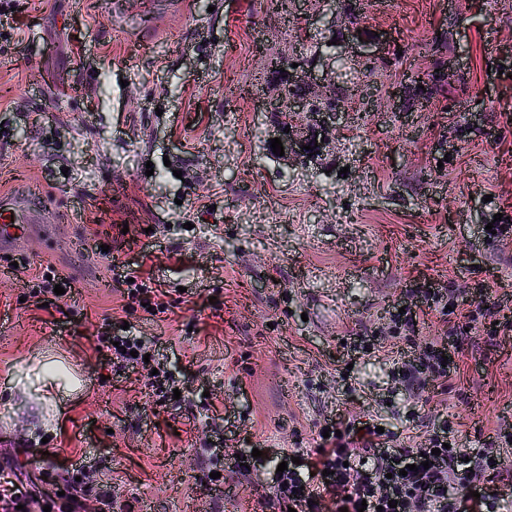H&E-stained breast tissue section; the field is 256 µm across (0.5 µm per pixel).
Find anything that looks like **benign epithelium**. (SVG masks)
I'll list each match as a JSON object with an SVG mask.
<instances>
[{"mask_svg": "<svg viewBox=\"0 0 512 512\" xmlns=\"http://www.w3.org/2000/svg\"><path fill=\"white\" fill-rule=\"evenodd\" d=\"M323 67V56L315 53L298 63V67L282 68L269 65L268 58L262 59L261 75L264 84L275 88L273 99L270 100L269 112H301L308 122L285 130V126L274 118L266 121L267 139L279 138L284 147V155L276 156L283 165L293 167L304 163L315 165L323 157L325 143L321 139L329 131L336 129L338 112L330 108L333 102L332 93L326 79H318L315 73ZM297 84L304 88L303 97L286 95L288 86ZM312 147L308 151L304 146Z\"/></svg>", "mask_w": 512, "mask_h": 512, "instance_id": "1", "label": "benign epithelium"}]
</instances>
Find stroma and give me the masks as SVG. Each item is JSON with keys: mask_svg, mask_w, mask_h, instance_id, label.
Wrapping results in <instances>:
<instances>
[{"mask_svg": "<svg viewBox=\"0 0 512 512\" xmlns=\"http://www.w3.org/2000/svg\"><path fill=\"white\" fill-rule=\"evenodd\" d=\"M148 2L18 0L0 16V192L36 185L62 218L0 252V462L49 494L91 465L115 512H285L277 451H313L337 413L410 448L443 422L466 449L512 433V326L433 312L402 332L411 351L455 329L443 406L395 383L393 354L342 360L343 340L387 331L418 286L512 312V239L485 230L512 218V0H357L356 23L337 9L303 51L329 45L328 81H366L377 106L341 115L321 164L292 169L244 92L260 50L294 47L262 0L172 16ZM116 264L168 309L125 297ZM48 267L72 295L40 309L29 295ZM126 323L180 398L101 366L96 336ZM211 442L220 480L198 460Z\"/></svg>", "mask_w": 512, "mask_h": 512, "instance_id": "stroma-1", "label": "stroma"}]
</instances>
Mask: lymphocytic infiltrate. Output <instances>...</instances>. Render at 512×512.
Masks as SVG:
<instances>
[{"mask_svg":"<svg viewBox=\"0 0 512 512\" xmlns=\"http://www.w3.org/2000/svg\"><path fill=\"white\" fill-rule=\"evenodd\" d=\"M101 356L123 368L142 365L149 348L142 337L108 333L95 339ZM447 336L428 342L419 357L404 361L398 382L407 392L424 389L428 383L448 387V370L443 365ZM332 435L322 439L318 452L301 464H289L277 476L275 495L295 512H323L330 501L339 512H501L503 495L498 488L481 482L485 473L501 470L493 449L462 451L450 444L447 425H440L423 449L404 448L399 436L378 432L376 423L347 414L337 415ZM89 473L67 478L64 491L68 512H111L110 490L89 494ZM461 486L465 495L454 494ZM52 496L35 488L18 486L12 471L0 467V512H17L18 507L54 505Z\"/></svg>","mask_w":512,"mask_h":512,"instance_id":"f902f5d3","label":"lymphocytic infiltrate"}]
</instances>
